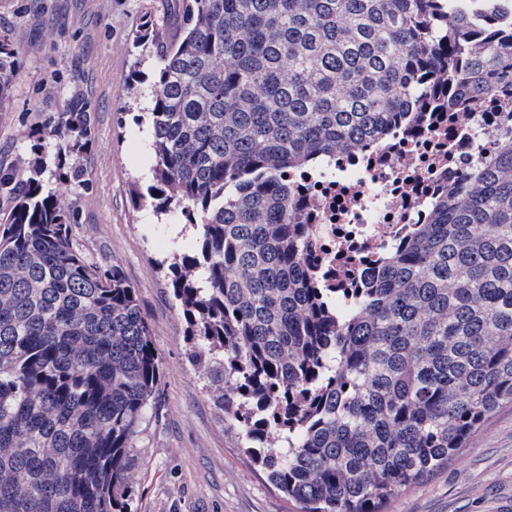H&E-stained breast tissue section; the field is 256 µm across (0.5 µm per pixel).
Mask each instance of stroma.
Listing matches in <instances>:
<instances>
[{"mask_svg": "<svg viewBox=\"0 0 512 512\" xmlns=\"http://www.w3.org/2000/svg\"><path fill=\"white\" fill-rule=\"evenodd\" d=\"M181 0H0V38L14 49L10 99L0 112V162L29 154L43 134L45 188L74 217L73 240L90 262L116 266L134 288L161 360L156 405L137 440L132 512H296L224 426V411L190 358L186 323L156 261L199 235L134 207L147 180V129L134 118L147 91L124 79L138 54L132 33L150 20L174 28ZM80 98L93 143L53 166L50 118ZM78 178H71V171ZM385 512H512V404L500 406L447 466L401 491Z\"/></svg>", "mask_w": 512, "mask_h": 512, "instance_id": "stroma-1", "label": "stroma"}]
</instances>
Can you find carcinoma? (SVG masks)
Here are the masks:
<instances>
[{
  "label": "carcinoma",
  "mask_w": 512,
  "mask_h": 512,
  "mask_svg": "<svg viewBox=\"0 0 512 512\" xmlns=\"http://www.w3.org/2000/svg\"><path fill=\"white\" fill-rule=\"evenodd\" d=\"M182 0L144 26L151 179L200 229L158 262L240 445L299 512H384L512 403V137L383 259L344 313L312 288L282 173L405 113L512 92V0ZM13 48L0 41V111ZM93 117L58 114L59 151ZM39 154L0 165V512H130L161 362L134 288L74 246Z\"/></svg>",
  "instance_id": "1"
}]
</instances>
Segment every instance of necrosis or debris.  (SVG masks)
I'll return each instance as SVG.
<instances>
[{"label":"necrosis or debris","mask_w":512,"mask_h":512,"mask_svg":"<svg viewBox=\"0 0 512 512\" xmlns=\"http://www.w3.org/2000/svg\"><path fill=\"white\" fill-rule=\"evenodd\" d=\"M512 135V101L496 96L460 112H425L321 165L286 170L304 200L308 268L327 288H358L411 225L424 223L450 183Z\"/></svg>","instance_id":"obj_1"}]
</instances>
